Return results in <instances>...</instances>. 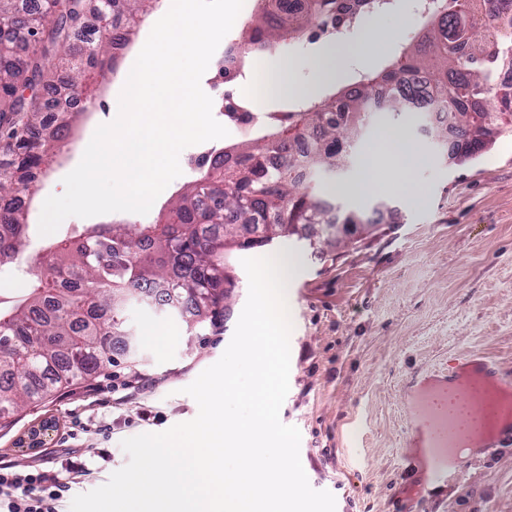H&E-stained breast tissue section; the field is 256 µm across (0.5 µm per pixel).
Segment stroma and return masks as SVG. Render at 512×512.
<instances>
[{
  "label": "stroma",
  "mask_w": 512,
  "mask_h": 512,
  "mask_svg": "<svg viewBox=\"0 0 512 512\" xmlns=\"http://www.w3.org/2000/svg\"><path fill=\"white\" fill-rule=\"evenodd\" d=\"M374 22L395 34V44L368 43L359 33L337 45L300 43L291 77L302 102L348 87L344 81L321 84L318 60L337 56L346 70L364 72L369 58L385 60L426 33L413 0H396L392 11L376 15ZM135 59L132 53L121 59L119 76L105 84L89 113L76 119L67 146L41 177L28 214L29 262L0 274L1 295L29 292L50 239L95 222L158 223L192 181V174L182 173L144 215L71 216L52 237L38 231L44 199L63 193L64 176L80 162L96 128L115 119L122 76ZM268 62L265 56L253 58L250 79H225L223 90L206 80L201 86L214 99L254 92L251 105L257 112L290 111V99L266 90ZM423 122L416 112L376 114L347 167L335 179L316 183L319 192L335 193L344 208L368 210L372 196L354 197L343 193V186L363 171L369 147L406 141L417 156L408 192L384 193L396 210L374 233L321 257L296 235L278 245L296 261L288 298L290 390L280 419L299 429L309 484L334 495L336 512H512V447L474 449L460 484L438 493L429 479L414 487L400 475L406 454L427 458L426 449L406 447L405 386L411 378L442 371L449 357L472 351L512 373V132L499 134L472 159L452 163L423 132ZM230 263L237 286L200 334L190 333L171 307L130 302L125 315L133 357L117 355L101 373L0 419V461L57 475L75 496L103 485L127 463L123 439L194 419L198 405L183 389L220 359L248 296L240 256ZM46 421L52 428L44 446L25 444L28 431ZM89 448L110 451L107 458L91 459L92 475L64 469L66 458Z\"/></svg>",
  "instance_id": "stroma-1"
}]
</instances>
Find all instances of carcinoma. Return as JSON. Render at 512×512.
Listing matches in <instances>:
<instances>
[{
  "instance_id": "obj_1",
  "label": "carcinoma",
  "mask_w": 512,
  "mask_h": 512,
  "mask_svg": "<svg viewBox=\"0 0 512 512\" xmlns=\"http://www.w3.org/2000/svg\"><path fill=\"white\" fill-rule=\"evenodd\" d=\"M155 0H0V270L25 261L27 207L39 176L56 154L63 132L78 117L48 112L46 77L54 72L75 101L116 72L112 29L123 19L129 38ZM473 0H448L433 15L427 45L406 46L374 75L362 74L339 96L297 112L271 115L273 131L222 154L189 185L159 224H97L50 244L30 293L0 297V418L22 411L63 384L112 365L126 335L124 296L163 282L186 308L191 329L219 313L236 283L229 255L273 245L285 225L327 224L336 200L316 192L301 170L332 177L355 152L372 109L402 112L401 89L418 76L430 80L436 107L456 113L458 159L484 148L480 121L512 113V85L498 88L495 104L476 107L499 67L512 65V32L495 40L473 18ZM336 0H310L303 12L285 9L276 25L270 12L253 17L247 32L255 51H271L286 32L322 26ZM465 44L468 54L457 53ZM308 152L299 150L303 138ZM254 227L251 237L239 234Z\"/></svg>"
}]
</instances>
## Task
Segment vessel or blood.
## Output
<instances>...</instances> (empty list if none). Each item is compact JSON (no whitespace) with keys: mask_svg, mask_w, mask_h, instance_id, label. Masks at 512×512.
I'll list each match as a JSON object with an SVG mask.
<instances>
[{"mask_svg":"<svg viewBox=\"0 0 512 512\" xmlns=\"http://www.w3.org/2000/svg\"><path fill=\"white\" fill-rule=\"evenodd\" d=\"M468 379L511 394L510 399L492 409L486 406L480 394L471 395L469 402L475 408V433L471 436L459 429L448 410L449 398L460 394ZM408 420L411 446L434 451L428 465L436 480L448 486L456 485L469 460L467 449L472 441H482L489 448L512 445V376L502 373L476 352L454 357L430 384L420 387L410 402Z\"/></svg>","mask_w":512,"mask_h":512,"instance_id":"vessel-or-blood-1","label":"vessel or blood"}]
</instances>
